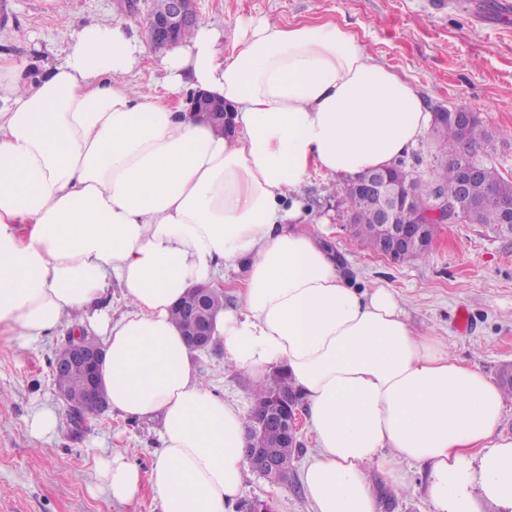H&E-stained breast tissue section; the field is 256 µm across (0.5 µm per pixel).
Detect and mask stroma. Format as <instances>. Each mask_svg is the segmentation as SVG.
<instances>
[{
	"mask_svg": "<svg viewBox=\"0 0 512 512\" xmlns=\"http://www.w3.org/2000/svg\"><path fill=\"white\" fill-rule=\"evenodd\" d=\"M498 0H197L198 14L225 33L238 21L336 22L351 29L376 60L413 84L428 107H459L477 114L494 144L492 161L512 176V22L501 23ZM152 0H0V58L38 80L60 61L70 34L100 18L132 22L146 40ZM443 159L433 134L401 157L414 178L430 181ZM340 185L311 172L305 190L310 230L343 261L361 284L388 283L403 300L416 333L444 341L459 359L496 379L512 363V235L464 221L434 227L427 257L390 262L359 246ZM66 332L35 347L18 346L0 330V512H160L150 491L130 504L112 502L100 486L96 459L121 453L149 473L159 423L119 413L74 422L60 400L50 368ZM207 380L226 400L250 406L245 373L224 369L221 349L201 354ZM58 416L54 434L32 435L33 412ZM288 482L273 483L245 471L242 497L270 501L274 512H314L301 486L302 469L318 453L311 431ZM399 492L384 494L382 512H434L426 495V470L401 466Z\"/></svg>",
	"mask_w": 512,
	"mask_h": 512,
	"instance_id": "1",
	"label": "stroma"
}]
</instances>
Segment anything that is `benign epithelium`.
Instances as JSON below:
<instances>
[{"mask_svg":"<svg viewBox=\"0 0 512 512\" xmlns=\"http://www.w3.org/2000/svg\"><path fill=\"white\" fill-rule=\"evenodd\" d=\"M197 0H168L166 10L161 14H148L146 30L150 43L156 49L167 48L178 42L180 29L193 27L198 22ZM451 120L463 132H468L477 122V115L465 109L448 111L438 107L433 112V123ZM483 168L463 147L459 177L454 186L440 193L432 201L425 203L402 178L390 172H372L355 181L353 188L365 195L374 205L377 223L382 230L378 245L374 248L379 256L393 259V256L406 249L418 246L430 247L432 238L426 229L433 224H444L459 220L474 221L476 211L483 205L472 198L469 192L471 183L482 178ZM406 209L408 219L405 223L396 220L401 209ZM211 288H196L181 302L184 316V333L188 336L189 346L200 352H207L213 346V311L209 309ZM91 344L83 341V335L69 334L65 344L55 352L52 361L53 373L60 371L77 372L85 386V397L94 403L99 411L108 408L100 377V367L105 358V347L94 337ZM280 403L255 419L253 431L262 432L270 428L278 431L277 447L268 448L256 440H251L245 448V458L250 469L258 475L272 477L278 482H286L293 470V461L301 442L302 409L297 408L282 415Z\"/></svg>","mask_w":512,"mask_h":512,"instance_id":"benign-epithelium-1","label":"benign epithelium"}]
</instances>
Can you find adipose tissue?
<instances>
[{
  "mask_svg": "<svg viewBox=\"0 0 512 512\" xmlns=\"http://www.w3.org/2000/svg\"><path fill=\"white\" fill-rule=\"evenodd\" d=\"M223 40L199 21L151 93L128 79L139 41L108 19L71 34L38 81L0 61V326L23 347L66 325L99 337L111 409L159 421L149 474L98 459L113 502L147 487L161 512H227L247 412L206 382L173 311L233 268L242 286L213 338L254 384L291 374L319 448L301 473L314 512H377L365 467L396 489L406 462L426 466L434 512H512L499 387L416 333L389 285H354L304 227L311 171L352 181L425 135L418 90L336 23L247 20L231 53ZM186 90L231 107L233 133L197 120Z\"/></svg>",
  "mask_w": 512,
  "mask_h": 512,
  "instance_id": "adipose-tissue-1",
  "label": "adipose tissue"
}]
</instances>
